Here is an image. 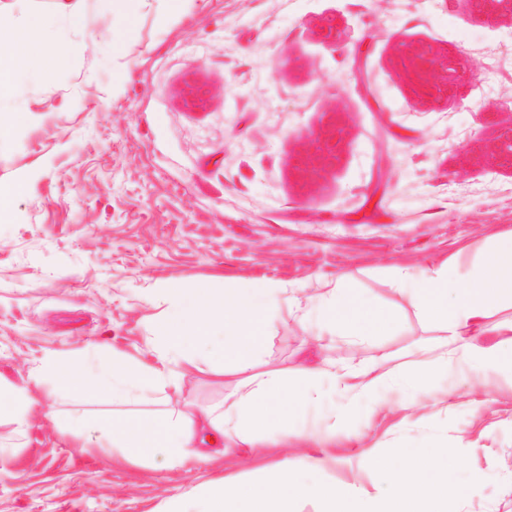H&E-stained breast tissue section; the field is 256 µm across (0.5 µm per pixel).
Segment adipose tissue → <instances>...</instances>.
I'll return each instance as SVG.
<instances>
[{
    "instance_id": "obj_1",
    "label": "adipose tissue",
    "mask_w": 512,
    "mask_h": 512,
    "mask_svg": "<svg viewBox=\"0 0 512 512\" xmlns=\"http://www.w3.org/2000/svg\"><path fill=\"white\" fill-rule=\"evenodd\" d=\"M1 28L8 29L9 38L0 41V104L9 95L19 64L38 63L36 46L49 33L36 22L0 13ZM459 268L455 259L419 274L398 269L393 282L412 296L418 313L443 332L434 345L415 348L419 378L431 377L451 359L473 361L484 370L478 385L487 392L502 375L500 354L506 341L490 315L512 307V232L484 248L469 278H461ZM285 292L282 284L268 279L240 283L228 293L203 282L166 286L159 291L165 313L152 323L153 362L131 363L116 352L111 362L94 368L83 358L51 356L37 377L49 380L55 392L98 391L122 403L163 391L166 411L120 422L96 421L80 444L87 448L107 442L132 465L159 449L172 467L187 472L238 445L258 447V434L287 429L291 408L319 401L320 378L333 381L349 405L374 401L388 377L380 359L346 365L323 360L289 376L262 368L258 351L263 326ZM314 302L325 322L356 342L383 335L392 321L388 310L339 283L322 289ZM204 363L214 375L229 371L238 376L231 408L204 412L183 401V381Z\"/></svg>"
}]
</instances>
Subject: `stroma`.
Wrapping results in <instances>:
<instances>
[{
	"instance_id": "obj_1",
	"label": "stroma",
	"mask_w": 512,
	"mask_h": 512,
	"mask_svg": "<svg viewBox=\"0 0 512 512\" xmlns=\"http://www.w3.org/2000/svg\"><path fill=\"white\" fill-rule=\"evenodd\" d=\"M0 0L64 33L38 50L49 68H22L7 107L32 123L0 135V180L28 188L0 223V386L31 383L50 355L95 345L150 357L159 287L190 278L216 288L274 279L288 290L259 357L292 371L329 357L343 363L392 353L383 409L359 406L323 469L305 484L387 496L372 462L400 446L438 440L462 454L466 489L453 512H512V385L489 409L455 363L416 380L407 353L441 336L390 273L419 271L512 230V173L472 152L512 120V22L469 15L463 0ZM347 29L321 41V21ZM111 28L108 39L94 38ZM427 40L465 58L460 100L416 103L391 60L401 42ZM204 83L209 100L185 89ZM345 130L340 163L310 176L298 154L329 119ZM345 277L392 314L387 333L359 346L323 327L309 298ZM308 312V323L293 319ZM236 377L207 371L185 381L199 409L222 403ZM295 414L284 448H240L187 473L163 455L131 466L115 448L87 451L60 420L116 421L159 413L161 401L117 404L103 393L58 395L0 418V512H172L207 480L250 485L267 467L312 452L304 432L331 422L339 397Z\"/></svg>"
}]
</instances>
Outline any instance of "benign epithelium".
<instances>
[{
    "instance_id": "obj_1",
    "label": "benign epithelium",
    "mask_w": 512,
    "mask_h": 512,
    "mask_svg": "<svg viewBox=\"0 0 512 512\" xmlns=\"http://www.w3.org/2000/svg\"><path fill=\"white\" fill-rule=\"evenodd\" d=\"M470 14L497 20L512 19V0H466ZM416 100L424 105L455 100L471 77L466 59L440 52L431 42H403L392 59ZM314 151L305 165L311 172L326 171L340 161L343 152V129L331 120L314 135ZM483 157L499 168L512 172V123L500 125L489 144L480 149Z\"/></svg>"
}]
</instances>
